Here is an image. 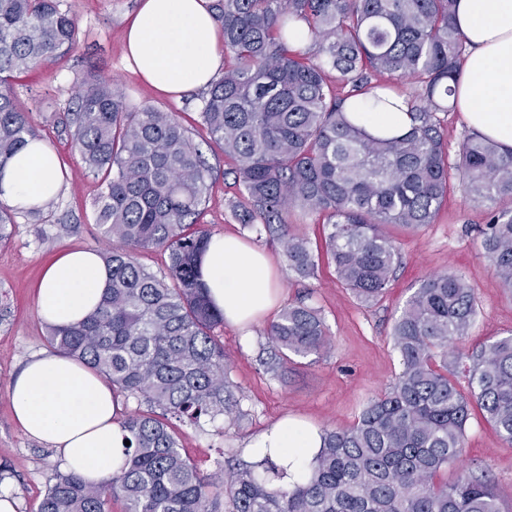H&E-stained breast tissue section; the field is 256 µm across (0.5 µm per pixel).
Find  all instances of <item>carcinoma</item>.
<instances>
[{"instance_id": "obj_1", "label": "carcinoma", "mask_w": 512, "mask_h": 512, "mask_svg": "<svg viewBox=\"0 0 512 512\" xmlns=\"http://www.w3.org/2000/svg\"><path fill=\"white\" fill-rule=\"evenodd\" d=\"M457 0H214L211 9L233 64L215 81L201 125L234 162L238 195L228 201L246 228L266 235L298 280L330 259L338 281L358 299L378 300L399 259L386 227L434 223L457 179L491 203L482 248L512 291V152L479 135L449 161L444 116L454 110L451 83L462 73L466 41L454 22ZM307 26L311 45L295 51L289 30ZM76 18L59 0H0V170L29 142L40 143L30 112L19 110L9 82L77 42ZM395 75L417 84L406 97L411 128L372 135L345 102L400 94L379 81ZM74 141L85 169L102 176L98 223L110 247L102 259L109 286L84 321L48 326L47 343L103 375L117 397L147 410L126 415V463L89 484L57 471L36 512H500V489L485 476L448 485L438 473L464 454L471 404L512 445V335L448 361L475 321V288L456 272L433 274L407 300L392 328L401 372L372 398L357 421L321 434L322 446L302 484L275 485L265 457L204 478L180 448L171 419L199 428L243 414L215 330L224 314L207 299L198 259L212 237L198 223L214 176L198 145L170 113L130 109L112 83L89 79L76 94ZM297 207L323 218L324 249L315 252L288 220ZM16 208L0 201V245L9 243ZM160 250L158 276L139 262ZM265 334L262 361L277 374L295 357L319 356L331 344L319 311L283 308ZM463 368L467 386L448 375Z\"/></svg>"}]
</instances>
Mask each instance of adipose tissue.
<instances>
[{
    "instance_id": "adipose-tissue-1",
    "label": "adipose tissue",
    "mask_w": 512,
    "mask_h": 512,
    "mask_svg": "<svg viewBox=\"0 0 512 512\" xmlns=\"http://www.w3.org/2000/svg\"><path fill=\"white\" fill-rule=\"evenodd\" d=\"M208 0H138L125 33V58L153 88L167 95L205 90L221 67L223 34ZM455 22L468 54L454 100L472 132L512 151V0H457ZM356 118L370 132H407L406 104L386 111L372 98L358 99ZM63 184L56 155L30 143L0 169V199L26 207L57 194ZM208 299L231 326L247 331L278 304L274 265L263 251L234 235L212 237L201 257ZM98 252L61 253L37 289L39 314L67 326L91 314L108 285ZM14 418L28 437L47 443L68 470L99 483L125 462V433L111 386L86 363L44 353L31 358L12 384ZM321 445L319 431L303 420L282 417L249 443L254 458L271 457L288 483L308 476Z\"/></svg>"
}]
</instances>
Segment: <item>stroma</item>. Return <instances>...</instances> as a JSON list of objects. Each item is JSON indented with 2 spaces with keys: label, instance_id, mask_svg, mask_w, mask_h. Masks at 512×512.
<instances>
[{
  "label": "stroma",
  "instance_id": "1",
  "mask_svg": "<svg viewBox=\"0 0 512 512\" xmlns=\"http://www.w3.org/2000/svg\"><path fill=\"white\" fill-rule=\"evenodd\" d=\"M60 2L77 20L76 44L12 81L18 105L32 113L66 174V185L52 207L37 219L16 214L12 239L0 246V303H6L10 312L0 322V491L17 500L18 512H35L40 494L63 466L52 448L25 436L13 419L11 382L31 356L48 348L36 286L60 252L105 248L96 221L102 180L84 169L66 126L75 93L84 80L95 76L112 82L130 105L172 113L193 136L201 134L202 91H190L179 100L162 95L124 60L125 27L137 0ZM200 149L216 173L202 224L213 235L235 234L267 252L281 279L283 303L301 301L320 310L332 336L327 353L299 360L274 376L259 363L267 345L264 324L254 325L247 335L229 325L218 329L230 377L240 390L243 415L201 430L179 424L181 445L201 472L212 474L248 461L247 443L284 415L302 418L322 431L352 426L366 403L395 382L401 366L393 348L392 326L408 298L431 274L451 269L476 289L479 312L457 351L465 353L512 334V294L501 286L481 247L487 206L471 200L462 186L449 194L435 223L415 233L392 228L400 261L385 296L367 306L342 287L331 262L321 261L313 278L289 280L279 248L244 228L227 209L236 189L226 175L229 164L223 153L206 141ZM63 224L68 225V233H60ZM469 473L494 481L502 491L501 512H512V445L477 413L466 426L462 461L440 472L437 480L452 483Z\"/></svg>",
  "mask_w": 512,
  "mask_h": 512
}]
</instances>
